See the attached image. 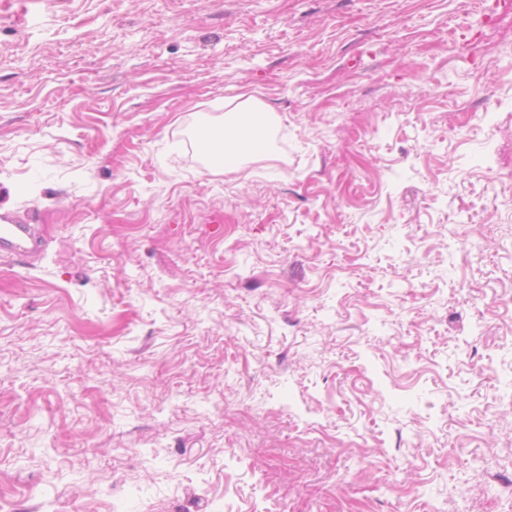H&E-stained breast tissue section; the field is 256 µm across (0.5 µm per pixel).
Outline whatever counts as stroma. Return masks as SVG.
<instances>
[{
  "mask_svg": "<svg viewBox=\"0 0 512 512\" xmlns=\"http://www.w3.org/2000/svg\"><path fill=\"white\" fill-rule=\"evenodd\" d=\"M5 212L0 512H512V0H0ZM266 112L262 105L253 103L246 107L236 106L225 113L224 127L212 131L213 139L200 143L207 154H213L214 147L219 146L212 163L215 167L237 168L243 157L256 150L266 135ZM22 241L24 245L19 244ZM42 240L36 235L30 224H20L9 214H0V255L14 256L18 249L26 254L37 253Z\"/></svg>",
  "mask_w": 512,
  "mask_h": 512,
  "instance_id": "stroma-1",
  "label": "stroma"
}]
</instances>
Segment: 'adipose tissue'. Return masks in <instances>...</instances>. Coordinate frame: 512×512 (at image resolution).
I'll return each instance as SVG.
<instances>
[{
	"label": "adipose tissue",
	"instance_id": "ef3b65f1",
	"mask_svg": "<svg viewBox=\"0 0 512 512\" xmlns=\"http://www.w3.org/2000/svg\"><path fill=\"white\" fill-rule=\"evenodd\" d=\"M265 118L266 110L260 104L234 107L226 112L224 125L215 130L213 139L201 142L200 147L205 153L214 154L216 167H238L265 137Z\"/></svg>",
	"mask_w": 512,
	"mask_h": 512
}]
</instances>
